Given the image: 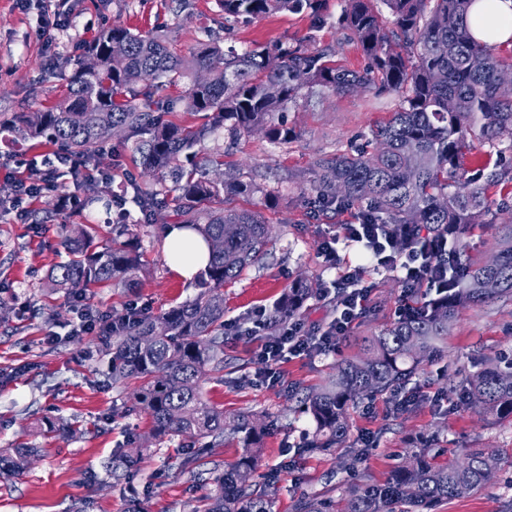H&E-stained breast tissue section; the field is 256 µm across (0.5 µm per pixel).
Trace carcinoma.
Instances as JSON below:
<instances>
[{"mask_svg": "<svg viewBox=\"0 0 512 512\" xmlns=\"http://www.w3.org/2000/svg\"><path fill=\"white\" fill-rule=\"evenodd\" d=\"M317 0H219L224 19L250 22L279 12L315 10ZM473 0H383L396 34L387 30L376 0H349L343 21L360 42L369 66L363 72L330 63L331 51L311 52L286 42L256 45L242 52L210 40L198 42L188 58L178 55L167 36L134 33L121 26L102 29L84 49L67 79L66 94L41 112H18L3 119L22 140L42 137L75 156L95 160L112 137L132 145L144 173L156 182L134 188L142 221L172 209L197 229L210 248L198 295L177 307L139 320L112 318V379H138L132 408L149 415L154 435L191 439L212 453L228 442L242 444L238 459L210 478V489L194 512H273L269 485L255 474L258 445L267 424L245 416L226 417L205 400L206 375L224 377V282L234 279L267 250L273 234L257 211L228 209L224 197L260 191L235 178L216 182L197 160L194 147L218 128L235 134L261 133L273 144L296 138L284 113L302 91L336 94L376 87L400 97L384 124L371 130L368 147L324 158L311 184L317 213L354 208L366 224H386L392 249L403 251L423 228L448 231L445 293L413 309L368 340L363 355L340 363L320 389L301 398L315 429L307 449L346 453L350 463L361 450L346 446L347 410L358 400L412 380L419 368L441 355V344L459 308L491 298H512V206L492 211L488 189L512 183V166L469 167L472 151H500L512 138V93L500 88V75L512 72V57L497 56L493 45L471 33ZM186 83L185 109L201 123L182 126L165 115L174 102L157 92ZM171 185H166L165 180ZM500 219L504 233L492 263L463 260L460 237L468 224ZM115 237L96 241L93 228L76 224L61 241L68 260L54 266L50 282L67 298L91 300V289L128 282L142 268L132 232L118 216ZM327 294L321 283L300 277L275 305L287 320L303 305ZM471 404L512 420V361L473 374L465 389ZM147 447L128 440L112 456V478L130 477ZM38 449L0 450V474L18 477ZM492 448H470L463 459L434 461L429 448H417L379 484L347 491L341 512H433L450 499L483 489L500 466Z\"/></svg>", "mask_w": 512, "mask_h": 512, "instance_id": "cac0c4a2", "label": "carcinoma"}]
</instances>
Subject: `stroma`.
Returning <instances> with one entry per match:
<instances>
[{
  "label": "stroma",
  "instance_id": "1",
  "mask_svg": "<svg viewBox=\"0 0 512 512\" xmlns=\"http://www.w3.org/2000/svg\"><path fill=\"white\" fill-rule=\"evenodd\" d=\"M62 2L71 25L48 49L39 28L52 19L53 0H0V114L38 112L62 98V62L74 61L106 26L122 25L135 33L166 30L183 56L208 33L223 48L300 42L312 51L331 49L339 67L360 71L367 66L360 43L341 21L348 0H318L317 11L278 13L249 23L225 22L217 0H189L185 7L179 0ZM394 108L388 94H306L286 114L299 132L290 144H271L259 133L234 137L223 129L206 140L205 153H222L223 172L262 188L249 197L228 199L227 207L261 209L274 235L260 263L225 283L226 321L271 308L299 277L329 287L327 295L303 308L305 327H323L334 318L339 299L331 287L357 253L338 244V265L329 268L320 249L326 238L354 222L355 213L330 211L312 218L310 180L320 159L348 150L363 133L387 121ZM54 150L44 140L18 141L10 130L0 131V180L9 174L23 176L24 164L41 162ZM99 161L112 170V190L125 200V222L145 266L133 287L116 283L97 289L96 308L120 313L139 300L158 313L193 299L199 286L184 285L167 266L162 230L175 222L171 211H163L152 223L141 221L133 188L146 178L130 148L113 143ZM55 207V195L47 194L26 201L24 217L0 215V303L8 307L0 314V449L29 444L39 450L22 476L0 475V512H71L76 504L83 512H128L134 501L142 512H190L206 492L205 470L235 461L241 446L233 442L208 455L183 440L155 439L149 416L130 408L137 381L113 382L104 340L73 336L80 311L48 281L52 267L67 259L60 245L62 227L93 224L102 240L111 238L112 227L104 209L76 206L61 215ZM500 236L497 224L468 226L463 234L466 261L489 260ZM366 278L374 285L367 309L337 340L335 352L288 358L281 367V383L267 387L253 381L257 339L229 335L223 380L207 375L201 383L205 398L227 416H272L257 473L274 479V512H294L304 496L341 500L352 485L385 480L395 463L424 445L438 449L444 460L469 448H492L501 457L485 488L452 499L437 512H512V421L461 400L469 376L500 355L512 354V298L458 312L442 356L422 365L416 377L422 397L397 412L390 408L389 392L349 409L347 444L364 449L357 466H349L339 454L302 451L303 437L314 424L299 412V397L323 386L338 363L355 358L360 339L393 323L407 301L398 274L371 268ZM59 419L71 425L68 436L48 432V422ZM132 436L148 445L152 455L134 471L130 483L114 484L106 464Z\"/></svg>",
  "mask_w": 512,
  "mask_h": 512
}]
</instances>
